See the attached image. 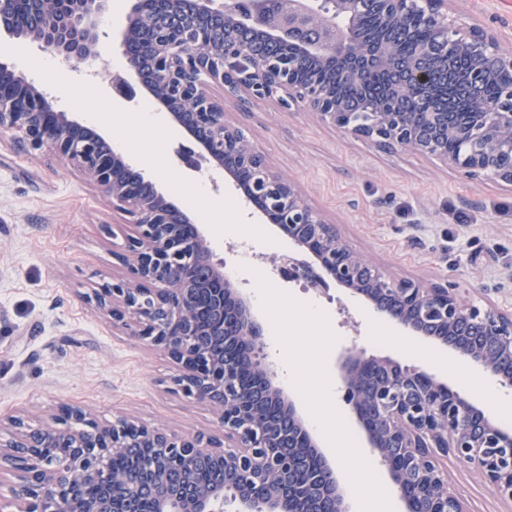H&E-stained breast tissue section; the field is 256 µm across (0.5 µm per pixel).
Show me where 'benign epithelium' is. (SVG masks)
Masks as SVG:
<instances>
[{
	"instance_id": "obj_1",
	"label": "benign epithelium",
	"mask_w": 512,
	"mask_h": 512,
	"mask_svg": "<svg viewBox=\"0 0 512 512\" xmlns=\"http://www.w3.org/2000/svg\"><path fill=\"white\" fill-rule=\"evenodd\" d=\"M380 13L383 37L368 40L354 25L355 5ZM177 24L178 0H135L126 24L113 40L140 94L161 103L186 134L190 146L180 158L193 170L198 161L222 177L256 213L303 248L327 278L363 296L376 312L414 336L430 338L481 366L504 387L512 386V315L496 306L462 304L446 288L413 280L392 281L354 253L324 215L298 189L281 179L249 143L244 131L224 122L215 86L244 100L274 101L288 110L302 105L320 120L357 138L389 149L411 150L468 174H490L512 186V85L491 101L469 105L480 136L454 126L449 117L464 102L448 93L447 103L425 112L419 105L435 95V68L453 87L452 54L475 60L473 82L512 77V54L498 38L457 22L454 0H422L421 17L432 28L439 52L420 48L402 59L398 41L413 22L415 0H332L329 21L313 9L315 0H289L276 20L266 19L262 0H190L189 18L225 20L224 43L206 54L174 38L155 21L152 4ZM107 0H0V31L19 35L18 20L31 21L23 38L66 61L109 69L96 51ZM288 41L292 70L319 64L336 84L355 83L392 96L398 111L370 106L374 120L349 119L350 103L312 76L302 82L276 67L267 49ZM10 131L24 151L48 150L87 174L112 198V208L131 218L133 233L118 259L126 276L93 291L89 300L149 347L165 352L177 367L172 378L185 397L208 404L220 433L178 434L131 416L103 425L79 407H64L52 422L31 428L13 416L11 441L0 443V473L16 475L13 512H224V499L237 512H348L336 465L318 448L294 401L275 383L266 364V342L250 302L224 276L210 242L189 214L156 184L135 170L103 134L60 109L58 100L14 66L0 62V134ZM433 318L445 331L426 329ZM493 336L495 353L478 345L452 343L465 327ZM344 399L358 415L369 447L399 485L405 512H466L449 490L448 458L475 468L492 492L512 502V427L415 369L388 358L344 351ZM139 449L147 459L141 491L121 495L126 476L106 467L112 458ZM316 460L307 474L303 453ZM398 455L410 468L390 465ZM218 465L224 481L197 480L201 465Z\"/></svg>"
}]
</instances>
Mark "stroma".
Returning a JSON list of instances; mask_svg holds the SVG:
<instances>
[{"instance_id":"35a3bbf8","label":"stroma","mask_w":512,"mask_h":512,"mask_svg":"<svg viewBox=\"0 0 512 512\" xmlns=\"http://www.w3.org/2000/svg\"><path fill=\"white\" fill-rule=\"evenodd\" d=\"M462 21L498 33L512 53V0H459ZM9 63L46 89L64 83L62 110L95 120L107 136L123 134L155 157L152 180L165 194L181 187L210 216L202 230L216 259L232 262L225 242L244 236L262 249L277 232L249 230L257 215L232 191L207 186L204 172L180 160L181 134L131 125L146 100L114 98L110 76L90 77L86 66L66 62L27 40L16 43ZM224 119L241 127L281 177L335 224L343 242L395 280H415L455 292L465 305L495 304L512 313V186L490 175L470 176L410 150H387L325 124L303 106L285 110L270 101L246 103L214 88ZM132 232L129 216L67 161L31 154L0 139V441L12 437L8 419L50 422L63 404L81 407L102 424L125 414L179 434L217 429L212 409L174 392L175 365L135 336L113 328L87 297L124 276L117 260ZM278 298L258 312L261 321L287 328L268 357L277 376L295 368L298 384L287 393L298 407L332 406L335 429L356 450L368 452L364 431L342 397L325 403L323 372L339 374L344 348L387 357L447 383L479 402L477 366L461 361L448 373L374 336L377 314L346 289L313 301L298 282L273 277ZM318 314L309 317L306 306ZM452 491L467 512H506L469 465L449 461Z\"/></svg>"}]
</instances>
